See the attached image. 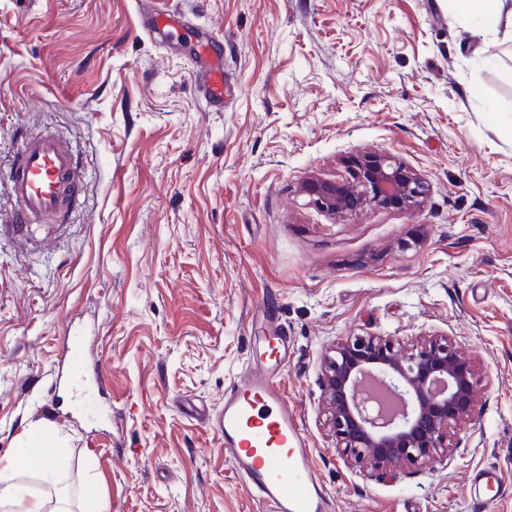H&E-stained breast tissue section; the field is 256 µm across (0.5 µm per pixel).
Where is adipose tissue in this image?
I'll return each mask as SVG.
<instances>
[{
    "label": "adipose tissue",
    "instance_id": "adipose-tissue-1",
    "mask_svg": "<svg viewBox=\"0 0 512 512\" xmlns=\"http://www.w3.org/2000/svg\"><path fill=\"white\" fill-rule=\"evenodd\" d=\"M61 451L50 428H29L17 447L0 458V512H45L43 499L24 491L21 478L35 467L54 470Z\"/></svg>",
    "mask_w": 512,
    "mask_h": 512
}]
</instances>
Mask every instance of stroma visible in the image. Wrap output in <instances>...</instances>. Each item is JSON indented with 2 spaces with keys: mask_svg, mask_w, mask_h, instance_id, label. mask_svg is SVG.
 Returning a JSON list of instances; mask_svg holds the SVG:
<instances>
[{
  "mask_svg": "<svg viewBox=\"0 0 512 512\" xmlns=\"http://www.w3.org/2000/svg\"><path fill=\"white\" fill-rule=\"evenodd\" d=\"M0 0V219L19 136H66L84 176L67 223L0 230V456L33 426L68 455L73 512H264L190 404L217 410L262 355L280 376L336 512H471L466 478L512 483V0L478 25L454 0ZM222 41L223 111L193 75ZM384 151L429 191L411 210L339 217L313 177ZM109 375L71 405L69 327ZM445 336L477 366L473 419L448 456L385 475L336 450L322 360L349 336Z\"/></svg>",
  "mask_w": 512,
  "mask_h": 512,
  "instance_id": "stroma-1",
  "label": "stroma"
}]
</instances>
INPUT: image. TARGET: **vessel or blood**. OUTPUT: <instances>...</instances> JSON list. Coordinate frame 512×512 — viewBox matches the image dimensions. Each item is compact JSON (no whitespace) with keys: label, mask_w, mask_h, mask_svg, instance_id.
I'll list each match as a JSON object with an SVG mask.
<instances>
[{"label":"vessel or blood","mask_w":512,"mask_h":512,"mask_svg":"<svg viewBox=\"0 0 512 512\" xmlns=\"http://www.w3.org/2000/svg\"><path fill=\"white\" fill-rule=\"evenodd\" d=\"M194 76L208 104L224 108V63L217 40L201 38ZM80 171L67 139L54 133L25 135L17 143L9 193L17 205L16 221L40 219L50 224L68 217L72 190ZM264 343L270 362L253 367L224 394L223 408L208 420L237 474L267 512H336L335 498L321 480L294 408L289 404L278 367L288 359V338L274 314H265ZM473 512H485L486 491H512L500 471L481 468L468 477Z\"/></svg>","instance_id":"obj_1"}]
</instances>
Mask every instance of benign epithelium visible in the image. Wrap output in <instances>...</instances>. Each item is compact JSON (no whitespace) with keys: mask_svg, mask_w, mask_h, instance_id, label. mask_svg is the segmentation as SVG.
<instances>
[{"mask_svg":"<svg viewBox=\"0 0 512 512\" xmlns=\"http://www.w3.org/2000/svg\"><path fill=\"white\" fill-rule=\"evenodd\" d=\"M305 191L314 205L340 215L413 208L428 185L390 155L373 153L352 164L349 178L311 179ZM323 375L339 450L390 474L434 462L448 427L475 412L476 366L446 339L402 347L381 336H349L325 356Z\"/></svg>","mask_w":512,"mask_h":512,"instance_id":"obj_1","label":"benign epithelium"}]
</instances>
